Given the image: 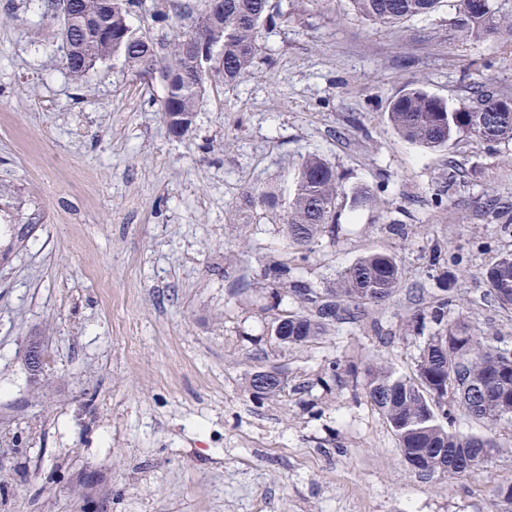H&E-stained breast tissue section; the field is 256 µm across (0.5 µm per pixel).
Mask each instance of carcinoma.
I'll list each match as a JSON object with an SVG mask.
<instances>
[{
  "label": "carcinoma",
  "instance_id": "1",
  "mask_svg": "<svg viewBox=\"0 0 512 512\" xmlns=\"http://www.w3.org/2000/svg\"><path fill=\"white\" fill-rule=\"evenodd\" d=\"M476 0H456L455 25L480 39L500 34L495 0L476 9ZM353 10L376 25H394L434 12L441 0H350ZM131 0H69L73 17L67 40L58 50L72 81L84 79L89 69L117 53L143 79L159 78L165 86L160 110L176 121L172 134L186 135L192 128L206 84H236L251 66L261 29L275 22L270 0H224V12L205 10L194 27L160 55L151 38L128 23ZM512 96L496 94L487 86H474L473 105L451 109L420 88L400 94L390 105L388 120L402 137L426 148H442L460 135L484 141L512 140ZM340 194L339 177L317 156L301 164L293 198L278 214L287 244L304 251L326 226L334 223ZM241 201L248 207L276 206L265 193L250 188ZM489 298L503 310L512 309V253L501 256L484 272ZM401 283L394 255L375 251L344 270L324 289L330 313L317 305V292L301 297L308 310L288 313V341L306 346L325 335L330 325L354 317V311L389 301ZM509 351L492 337L472 330L459 320L447 323L425 343L415 372L399 375L375 363L364 368L360 385L381 412L398 441L403 460L410 466L422 459L433 464L432 474L450 479L474 476L502 450L494 428L512 422V363ZM288 378L280 375L268 384L259 400L280 397ZM461 411L482 421L480 435L452 430V413ZM496 512H512V480H500L491 489Z\"/></svg>",
  "mask_w": 512,
  "mask_h": 512
}]
</instances>
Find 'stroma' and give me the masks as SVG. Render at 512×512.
<instances>
[{
  "label": "stroma",
  "mask_w": 512,
  "mask_h": 512,
  "mask_svg": "<svg viewBox=\"0 0 512 512\" xmlns=\"http://www.w3.org/2000/svg\"><path fill=\"white\" fill-rule=\"evenodd\" d=\"M179 3L162 21L140 0L129 22L167 52L206 8ZM271 3L249 71L207 85L177 137L160 79L117 55L74 84L53 21L0 0V209L32 225L27 245L0 248V512H494L512 423L484 474L421 479L330 368L413 374L437 326L412 316L447 289L448 320L512 350V310L483 278L512 252V141L429 149L387 120L411 87L453 109L476 82L512 95V39L467 37L447 0L395 26L350 0ZM311 155L342 192L303 261L274 214L237 205L249 186L287 204ZM379 250L402 270L392 299L304 347L271 339V310L300 308L293 284L329 287ZM278 261L284 285L262 276ZM269 367L288 389L261 401L247 380Z\"/></svg>",
  "instance_id": "1"
}]
</instances>
